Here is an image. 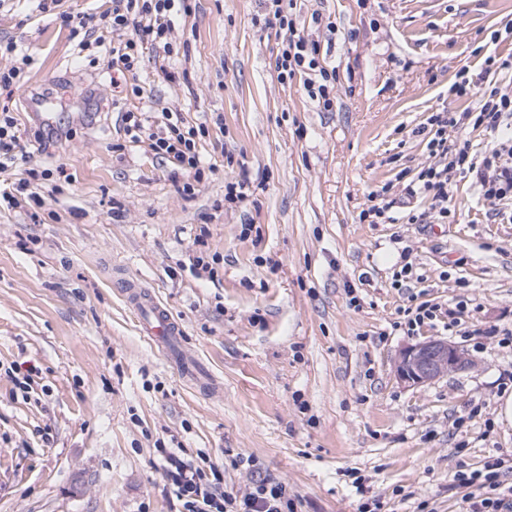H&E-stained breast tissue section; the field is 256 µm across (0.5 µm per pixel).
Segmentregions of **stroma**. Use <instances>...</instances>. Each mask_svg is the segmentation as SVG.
Listing matches in <instances>:
<instances>
[{
	"mask_svg": "<svg viewBox=\"0 0 512 512\" xmlns=\"http://www.w3.org/2000/svg\"><path fill=\"white\" fill-rule=\"evenodd\" d=\"M37 0H6L0 41L34 63L0 107L25 129L33 161L72 182H44L42 205L0 211V512H176L158 444L209 453L226 483L284 484L296 512H468L459 474L502 460L512 485V223L473 175L451 176L447 223L406 187L433 161L414 130L485 54L512 55V0H297L299 21L336 67L333 111L301 80L281 84L279 38L253 19L259 0H194L172 57L143 55L147 95L113 87L109 56L77 53ZM330 18L334 32L314 23ZM176 73V81L165 72ZM55 101L69 141L38 147L31 101ZM161 109L206 124L192 196L169 166L124 135L121 109ZM96 113L95 125L73 121ZM242 182L247 199L224 202ZM386 189L396 215L360 221ZM218 254L215 275L199 253ZM412 263L406 286L394 275ZM135 279L181 322L182 349L220 391L203 390L141 336L122 293ZM441 306L415 330L406 309ZM448 340L473 369L421 387L398 379L410 343ZM38 370L29 395L11 365Z\"/></svg>",
	"mask_w": 512,
	"mask_h": 512,
	"instance_id": "35a3bbf8",
	"label": "stroma"
}]
</instances>
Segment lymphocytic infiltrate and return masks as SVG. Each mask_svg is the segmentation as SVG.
I'll list each match as a JSON object with an SVG mask.
<instances>
[{
  "mask_svg": "<svg viewBox=\"0 0 512 512\" xmlns=\"http://www.w3.org/2000/svg\"><path fill=\"white\" fill-rule=\"evenodd\" d=\"M262 9L265 27L275 29L281 39L275 57L279 81L285 84L301 79L308 98L321 111H332L338 72L326 65L319 42L305 36L296 0H262ZM191 10L189 0H112L111 6L101 11L80 16L65 12L61 19L82 51L102 47L105 31L123 32L124 40L112 48L110 66L117 79L125 80L137 70L145 49L170 51L174 17ZM504 70H512V56H486L479 73L484 87L477 105L432 113L419 129L436 161L421 167L410 192L427 198L440 222H447L451 213L453 189L448 173L452 170L476 174L485 199L512 201V136L496 142L479 159L448 145L449 129L470 125L497 129L512 119V88L491 80L492 75ZM122 121L130 142L148 144L157 158L186 175L181 191L192 194L193 178L202 175L197 142L206 136L207 126L187 125L182 117L169 112L159 118L142 110L125 111ZM21 164L27 167L25 177L17 184L21 190L35 181L66 175L60 166L42 170L31 167L19 124L5 108L0 110V174H12ZM160 469L166 487L179 503V512H295L294 501L282 483L262 478L245 491L225 486L218 465L212 464L203 451L190 458L180 448L161 449ZM500 469L501 463L496 460L471 474L469 482L480 493L471 512H512V487L504 488Z\"/></svg>",
  "mask_w": 512,
  "mask_h": 512,
  "instance_id": "obj_1",
  "label": "lymphocytic infiltrate"
}]
</instances>
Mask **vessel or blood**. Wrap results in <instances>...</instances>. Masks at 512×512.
Here are the masks:
<instances>
[{
    "label": "vessel or blood",
    "instance_id": "vessel-or-blood-1",
    "mask_svg": "<svg viewBox=\"0 0 512 512\" xmlns=\"http://www.w3.org/2000/svg\"><path fill=\"white\" fill-rule=\"evenodd\" d=\"M127 302L135 310L141 332L165 355L176 358L185 375L198 378L194 362L180 356L181 324L161 305L153 294L134 281L127 282L124 291Z\"/></svg>",
    "mask_w": 512,
    "mask_h": 512
}]
</instances>
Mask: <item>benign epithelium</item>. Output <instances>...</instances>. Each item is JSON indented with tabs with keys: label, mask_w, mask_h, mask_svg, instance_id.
Instances as JSON below:
<instances>
[{
	"label": "benign epithelium",
	"mask_w": 512,
	"mask_h": 512,
	"mask_svg": "<svg viewBox=\"0 0 512 512\" xmlns=\"http://www.w3.org/2000/svg\"><path fill=\"white\" fill-rule=\"evenodd\" d=\"M473 366V361L457 346L436 339L406 346L395 364L398 378L413 387L423 386L442 376L465 371Z\"/></svg>",
	"instance_id": "1"
}]
</instances>
